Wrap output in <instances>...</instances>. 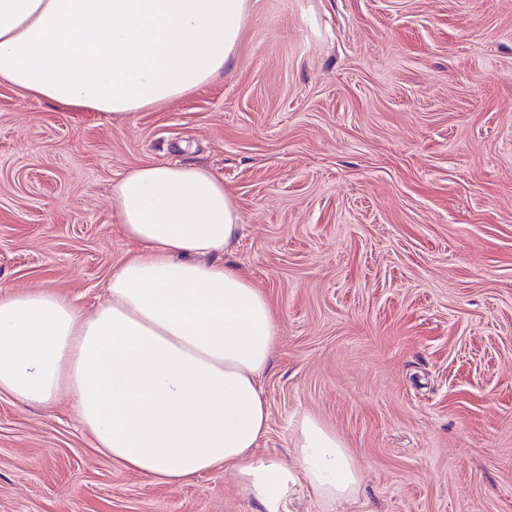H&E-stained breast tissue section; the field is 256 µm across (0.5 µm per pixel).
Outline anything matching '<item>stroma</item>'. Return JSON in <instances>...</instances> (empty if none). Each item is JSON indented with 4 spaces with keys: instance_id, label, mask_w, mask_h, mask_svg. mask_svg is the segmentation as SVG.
<instances>
[{
    "instance_id": "obj_1",
    "label": "stroma",
    "mask_w": 512,
    "mask_h": 512,
    "mask_svg": "<svg viewBox=\"0 0 512 512\" xmlns=\"http://www.w3.org/2000/svg\"><path fill=\"white\" fill-rule=\"evenodd\" d=\"M248 2L234 64L132 124L0 84V287L92 308L135 249L113 181L204 165L279 326L260 454L313 416L358 465L345 512H512V0ZM0 512L259 507L1 394Z\"/></svg>"
}]
</instances>
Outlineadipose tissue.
Instances as JSON below:
<instances>
[{"label":"adipose tissue","instance_id":"1","mask_svg":"<svg viewBox=\"0 0 512 512\" xmlns=\"http://www.w3.org/2000/svg\"><path fill=\"white\" fill-rule=\"evenodd\" d=\"M248 0H0V83L133 120L233 61ZM112 207L138 245L93 312L44 289H0V394L67 397L98 451L176 485L234 471L238 492L282 512L299 478L333 512L355 501L354 459L305 416L290 458L261 456V379L277 342L269 301L222 263L237 206L206 167L149 163L113 181Z\"/></svg>","mask_w":512,"mask_h":512}]
</instances>
